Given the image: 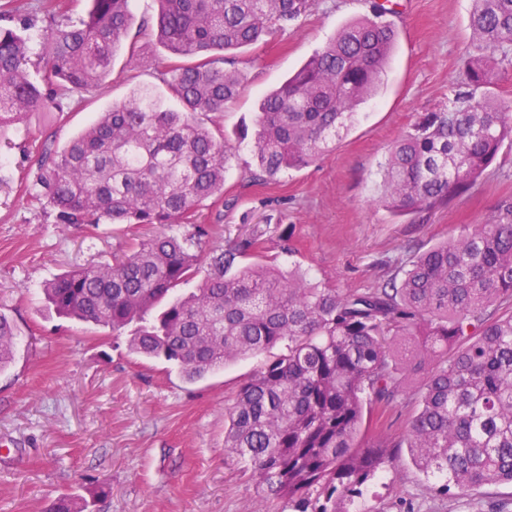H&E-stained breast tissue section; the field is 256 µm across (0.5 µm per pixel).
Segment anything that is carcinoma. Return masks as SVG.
I'll return each mask as SVG.
<instances>
[{
  "instance_id": "obj_1",
  "label": "carcinoma",
  "mask_w": 512,
  "mask_h": 512,
  "mask_svg": "<svg viewBox=\"0 0 512 512\" xmlns=\"http://www.w3.org/2000/svg\"><path fill=\"white\" fill-rule=\"evenodd\" d=\"M156 43L179 59L165 95L136 87L82 133L37 160L30 200L61 224H193L158 233L105 265H82L43 287L66 319L131 328L136 355L172 363L195 382L240 358L265 356L225 408L224 447L251 469L279 512H353L368 485L407 448L437 490L465 497L512 484V201L490 224L416 253L399 275L340 294L276 264L238 267L256 236L231 251L202 249L200 205L224 195L234 145L214 117L239 96V73L215 51L259 43L316 0H157ZM129 0H70L0 12V135L38 112L63 113L59 92L105 79L132 25ZM464 81L394 143L378 202L393 214L432 211L466 192L512 142V0H473ZM385 4L342 27L259 101L253 179L313 163L379 87L396 33ZM180 101L171 110L165 97ZM202 277L197 288L170 297ZM17 332L0 314V370ZM413 391L406 432L373 412ZM61 497L49 512H90Z\"/></svg>"
}]
</instances>
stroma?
Listing matches in <instances>:
<instances>
[{
	"instance_id": "obj_1",
	"label": "stroma",
	"mask_w": 512,
	"mask_h": 512,
	"mask_svg": "<svg viewBox=\"0 0 512 512\" xmlns=\"http://www.w3.org/2000/svg\"><path fill=\"white\" fill-rule=\"evenodd\" d=\"M390 63L377 93L347 130L306 167L273 182L252 179L250 137L262 93L280 85L370 0H317L269 41L234 52L243 89L218 121L236 147L224 195L200 212L206 245L228 249L249 234L264 256L338 293L388 282L401 262L475 225L512 199V145L466 193L431 213L398 217L376 201L379 164L424 112L438 110L461 81L472 0H396ZM155 0H130L128 42L148 55L131 67L119 52L89 91L61 94L64 118L31 116L0 146V314L18 331L17 354L0 372V512H47L58 498L93 496L94 512H276L261 503L243 461L224 446L225 406L257 368L246 358L185 381L160 361L133 354L126 336L59 318L41 287L85 264L104 265L142 236L125 224L74 227L29 205L23 187L47 145L61 146L132 88L163 90L171 58L153 44ZM294 249L282 252L283 245ZM359 512H512V484H489L468 499L437 495L401 454L359 500Z\"/></svg>"
}]
</instances>
